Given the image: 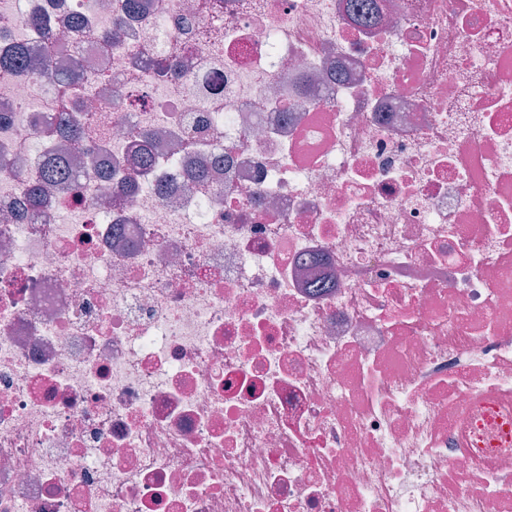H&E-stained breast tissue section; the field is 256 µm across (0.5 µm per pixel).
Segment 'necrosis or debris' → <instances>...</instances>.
Returning <instances> with one entry per match:
<instances>
[{
  "label": "necrosis or debris",
  "mask_w": 512,
  "mask_h": 512,
  "mask_svg": "<svg viewBox=\"0 0 512 512\" xmlns=\"http://www.w3.org/2000/svg\"><path fill=\"white\" fill-rule=\"evenodd\" d=\"M376 7L0 0V512H512V0ZM40 187L33 191L30 197V205L37 210L42 204L44 188L55 183L75 181L74 174L69 166L62 161H56L43 167L37 176Z\"/></svg>",
  "instance_id": "necrosis-or-debris-1"
}]
</instances>
